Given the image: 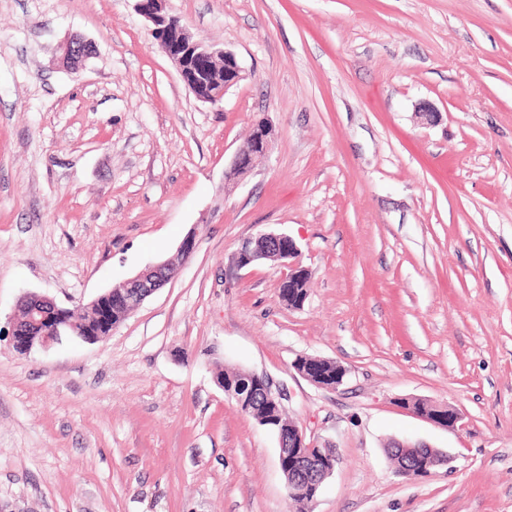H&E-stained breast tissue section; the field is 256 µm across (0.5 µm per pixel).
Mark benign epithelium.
I'll use <instances>...</instances> for the list:
<instances>
[{
  "mask_svg": "<svg viewBox=\"0 0 512 512\" xmlns=\"http://www.w3.org/2000/svg\"><path fill=\"white\" fill-rule=\"evenodd\" d=\"M136 11L151 24L152 35L162 52L175 65L179 76L195 98L203 103L216 104L242 79V67L237 56L228 50L217 49L213 45L191 37L180 17L173 14L169 0H135ZM95 53L94 45L80 36L73 37L66 46L67 62L77 66ZM224 59V81L213 82L207 93H197V81L192 78L193 62L198 59ZM273 138L272 126L259 120L253 125L252 140L239 147L225 173V180L239 181L253 170L255 157L268 152ZM277 250L276 259L288 268L287 278L291 279L306 271L299 262V248L286 233L273 231L260 234L256 240L242 242L237 251V264L247 268L261 258L267 257L269 250ZM176 277L171 264L162 262L97 295L87 306L96 310V317L106 319L112 314V305L126 308L131 314L154 292ZM19 310L25 316H16L12 322L10 341L17 352L25 355L35 350L47 351L53 346L71 338L70 322L67 320L68 308L58 305L52 299L38 294H27L19 302ZM256 386L262 389L268 406L267 425L277 434L279 462L288 461L299 469L311 473V479L303 488L311 496H316L321 484L335 470L337 449L329 442L323 444L307 437L304 428L295 424L282 434L275 419V411L282 406L281 395L273 390L270 379L263 374H253ZM424 412L416 416L445 428L454 426L459 415L447 406L425 400ZM399 448L414 446L426 448L424 469H438L448 464V455L432 446L418 442L411 445L396 440Z\"/></svg>",
  "mask_w": 512,
  "mask_h": 512,
  "instance_id": "benign-epithelium-1",
  "label": "benign epithelium"
}]
</instances>
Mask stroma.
<instances>
[{
  "mask_svg": "<svg viewBox=\"0 0 512 512\" xmlns=\"http://www.w3.org/2000/svg\"><path fill=\"white\" fill-rule=\"evenodd\" d=\"M169 6L244 67L220 103L134 0H0V512H295L275 437L217 383L231 366L336 446L305 512H512V0ZM74 34L97 48L76 71ZM262 118L269 152L227 183ZM262 231L296 241L302 307L280 262L237 267ZM164 260L177 276L111 336L14 351L24 293L70 308ZM393 438L450 462L397 475ZM406 401L407 408L410 409L413 414L416 416L423 418L425 420L431 421L435 424H438L440 426H443L445 428L453 427L459 420V415L454 410L448 408L447 405H440L432 402H427L422 399L418 398H406L403 399ZM420 402L424 405V412L419 413L414 408V403ZM445 409H448V415L444 414H437V411H444Z\"/></svg>",
  "mask_w": 512,
  "mask_h": 512,
  "instance_id": "obj_1",
  "label": "stroma"
}]
</instances>
